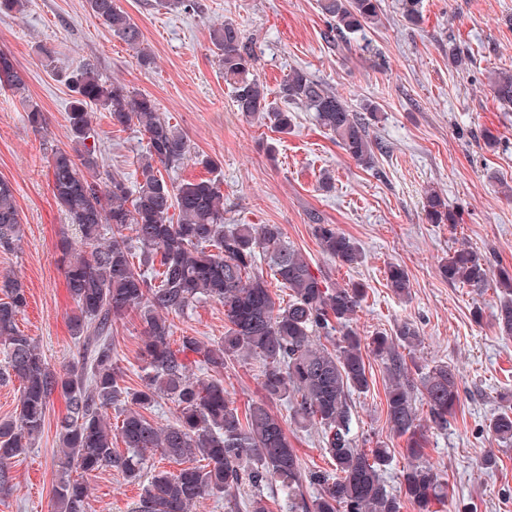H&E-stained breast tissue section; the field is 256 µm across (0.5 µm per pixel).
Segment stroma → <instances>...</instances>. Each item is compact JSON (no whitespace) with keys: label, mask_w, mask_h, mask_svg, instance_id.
<instances>
[{"label":"stroma","mask_w":512,"mask_h":512,"mask_svg":"<svg viewBox=\"0 0 512 512\" xmlns=\"http://www.w3.org/2000/svg\"><path fill=\"white\" fill-rule=\"evenodd\" d=\"M203 10L185 13L155 6L154 0H118L140 25L144 45L155 58L143 69L135 53L96 18L87 0H29L23 14L0 15V49L25 72L29 95L43 111L44 127L34 131L24 105L0 92V178L15 189L23 237L14 249H0V275L19 277L28 307L20 329L35 339L48 362L63 368L78 358L68 317L73 301L66 288L57 244L70 228L47 176L50 146L68 147L66 113L72 94L63 77L86 61L106 80H119L152 95L188 137L193 157L176 171L178 181L216 175L231 224H278L329 282L362 283L366 293L353 326L360 336L394 333L408 320L420 343L406 359L421 365L447 362L462 378L461 405L446 428L428 427L425 457L448 482L440 512H512V445L496 441L486 423L501 392L512 391V338L499 336L493 312L495 288L472 292L451 285L439 266L466 246L493 267L512 269V111L491 94L487 76L512 70V0H422L419 24L407 23L400 0H382V23L356 36L343 51L329 49L327 23L316 0H201ZM233 20L255 42L254 74L269 92L295 67L336 89L354 110L375 104L381 120L374 134L383 145L374 167L350 159L313 119L296 111L286 135L236 110L212 53L214 23ZM470 53L465 71L448 62L449 45ZM54 51L60 71L41 62V48ZM96 129L105 167L133 173L146 146L137 127L113 125L96 110ZM498 144L488 148L484 132ZM216 161L218 169L196 163ZM334 178L331 191L319 187L322 173ZM448 199L458 224H429L422 202L427 190ZM333 224L355 239L363 262L342 266L323 254L313 218ZM403 266L409 296L386 286L389 263ZM481 320H474V309ZM175 336L220 340L227 322L217 302L197 304L173 317ZM143 326L137 313L116 324L112 337L128 387L141 385L139 350ZM369 392L350 397L358 447L382 442L397 454L385 480L397 489L405 463L404 439L386 421L387 375L370 360ZM258 361H234L224 369V388L239 409L260 400ZM65 412L54 397L44 429L32 448L12 460L0 512H53L58 476L57 421ZM303 469L331 471L316 430L288 427ZM491 466H484L485 458ZM87 512H129L141 492L114 468L90 479Z\"/></svg>","instance_id":"obj_1"}]
</instances>
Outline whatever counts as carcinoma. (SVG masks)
I'll list each match as a JSON object with an SVG mask.
<instances>
[{"instance_id":"1","label":"carcinoma","mask_w":512,"mask_h":512,"mask_svg":"<svg viewBox=\"0 0 512 512\" xmlns=\"http://www.w3.org/2000/svg\"><path fill=\"white\" fill-rule=\"evenodd\" d=\"M328 23L327 42L344 48L350 40L381 22V0H317ZM93 14L135 51L141 66L154 63L143 47V33L117 0H88ZM168 10L202 9L199 0H156ZM410 24L421 17L420 0H401ZM211 44L236 109L246 119L269 123L288 134L294 113L311 112L345 154L371 167L382 151L372 129L378 108L358 112L331 87L307 70L294 68L279 85L277 99L253 74V42L238 24L226 21L211 30ZM73 101L67 112L70 146L47 157L55 197L74 237L64 236L58 249L66 286L74 303L69 316L79 341L80 360L53 368L19 328L28 298L14 276L0 278V379L20 381L15 415L0 420V486L4 467L32 447L43 429L51 399L58 394L66 413L57 425L61 476L54 488L57 512H86L88 479L112 467L126 480L142 482L132 512H190L206 497H224V507L238 512H269L258 497L235 499L232 492L276 485L288 512H402L410 502L416 512H434L448 499V484L423 457L422 418L415 393L424 395L428 420L443 428L461 403L460 375L447 363L408 366L403 350L415 347L419 331L410 322L395 335L378 332L360 337L351 323L365 291L360 284L328 282L286 239L278 224H228L224 193L213 179L175 182L164 173L191 153L187 136L160 112L149 94L119 80L103 79L96 65L84 63L70 76ZM491 93L512 109V70L495 74ZM0 90L26 103L29 124L43 128L42 111L29 100L25 75L14 58L0 50ZM108 112L112 124L137 126L146 137L135 178L103 169L93 108ZM430 224H456L448 201L429 190L423 202ZM131 235H126L125 231ZM315 236L326 255L343 265L362 261L354 239L333 224L315 223ZM21 224L13 185L0 178V248L19 240ZM288 290L283 303L273 295L258 258ZM451 284L482 293L491 281L501 288L495 326L512 337V271L491 272L485 259L462 247L440 265ZM387 287L398 297L410 294L406 270L391 263ZM224 305V338L209 342L182 336L174 342L169 316H181L203 301ZM135 311L143 325L140 347L142 384H124L112 343L113 326ZM323 336L333 348L315 342ZM380 360L387 372L386 416L391 432L405 439L407 463L400 471L399 492L384 478L395 449L383 443L356 446L350 394L370 389L364 353ZM197 357L202 374L192 372L188 355ZM262 364L260 387L268 400L291 405L294 425L315 428L333 462L334 472L302 471L281 419L263 401L248 405L244 416L224 389L221 374L232 360ZM175 407V422L146 417L158 399ZM506 408L494 415L488 430L495 440L512 444V393L501 394ZM115 416H110V412ZM120 438L125 452L112 446ZM181 462L197 458L176 472L155 468L144 477L148 458ZM317 487L306 499L304 486Z\"/></svg>"}]
</instances>
